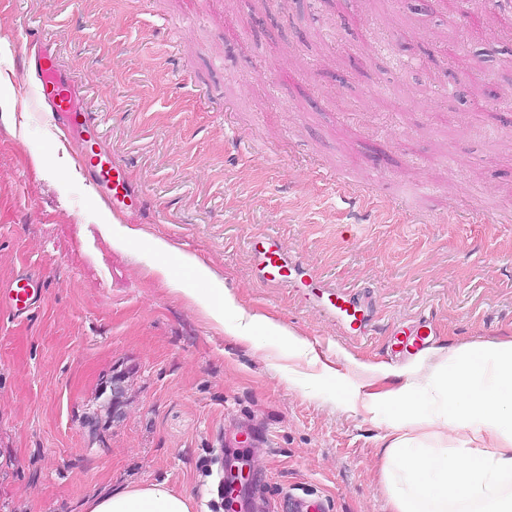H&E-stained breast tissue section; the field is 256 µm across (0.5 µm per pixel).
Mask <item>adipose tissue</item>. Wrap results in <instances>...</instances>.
<instances>
[{
	"instance_id": "adipose-tissue-1",
	"label": "adipose tissue",
	"mask_w": 512,
	"mask_h": 512,
	"mask_svg": "<svg viewBox=\"0 0 512 512\" xmlns=\"http://www.w3.org/2000/svg\"><path fill=\"white\" fill-rule=\"evenodd\" d=\"M443 407L427 417L413 381L385 393L396 437L383 480L392 512H512V339L474 342L427 366ZM185 493L160 481L95 494L83 512H193Z\"/></svg>"
}]
</instances>
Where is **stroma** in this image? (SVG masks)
I'll use <instances>...</instances> for the list:
<instances>
[{
	"label": "stroma",
	"mask_w": 512,
	"mask_h": 512,
	"mask_svg": "<svg viewBox=\"0 0 512 512\" xmlns=\"http://www.w3.org/2000/svg\"><path fill=\"white\" fill-rule=\"evenodd\" d=\"M256 5L0 0V290L38 281L25 314L0 305V512H82L106 487L157 480L196 512H224L213 488L228 463L252 466L237 512H296L310 495L322 512H391L393 413L368 396L419 362L394 356V332L427 321L444 351L512 338V25L479 27L486 0L449 9L464 68L406 0L369 15L362 0ZM30 30L76 74V106L97 102L139 209L114 216L81 171L55 176L75 146L14 81ZM286 46L303 71L279 62ZM333 51L337 72L318 64ZM350 186L370 194L365 209ZM114 222L135 244L103 233ZM262 239L297 282L261 280ZM183 254L238 312L203 310L209 284L180 269ZM325 289L361 303L366 335L324 309ZM242 313L295 330L308 355L264 333L240 340ZM117 370L125 415L88 446L80 419Z\"/></svg>",
	"instance_id": "obj_1"
}]
</instances>
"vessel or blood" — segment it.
<instances>
[{"label": "vessel or blood", "mask_w": 512, "mask_h": 512, "mask_svg": "<svg viewBox=\"0 0 512 512\" xmlns=\"http://www.w3.org/2000/svg\"><path fill=\"white\" fill-rule=\"evenodd\" d=\"M26 53L25 65L15 72L19 87H27L28 71L35 68L42 72L43 80L33 89L32 101L38 111L69 114L71 120L81 121L87 129V137L78 147L75 155L79 167L93 186L96 194L113 213L124 211L126 200L134 198L135 190L126 180L119 164L113 163L112 153L106 149L97 135L98 124L93 110H76L73 103V80L60 69L56 55L42 46L40 37H32ZM258 267L264 282L280 284L289 282L291 269L288 256L279 243H263L257 250ZM37 283L33 277L22 276L9 288V298L14 311L24 313L36 298ZM328 309L351 334L363 335L368 326L367 316L362 307L343 293H336Z\"/></svg>", "instance_id": "b4317fda"}]
</instances>
